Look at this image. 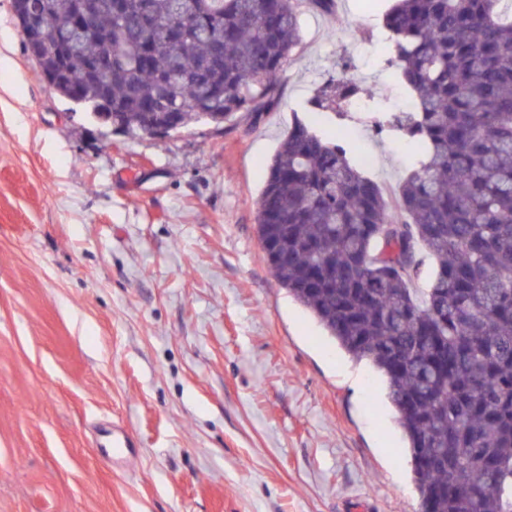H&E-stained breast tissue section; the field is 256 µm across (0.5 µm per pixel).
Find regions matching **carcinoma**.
<instances>
[{
  "label": "carcinoma",
  "mask_w": 512,
  "mask_h": 512,
  "mask_svg": "<svg viewBox=\"0 0 512 512\" xmlns=\"http://www.w3.org/2000/svg\"><path fill=\"white\" fill-rule=\"evenodd\" d=\"M39 2L48 32L70 33L77 0ZM383 29L416 106L364 100L414 147L394 196L298 122L268 164L257 236L275 282L383 377L418 506L512 512V0H395ZM299 41L297 0H100L55 91L131 136L221 125L274 105ZM108 44L102 88L88 65ZM347 81L363 92L345 71L312 107L348 116Z\"/></svg>",
  "instance_id": "obj_1"
}]
</instances>
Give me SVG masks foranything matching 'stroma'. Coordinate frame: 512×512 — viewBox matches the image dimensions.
Returning a JSON list of instances; mask_svg holds the SVG:
<instances>
[{"instance_id": "35a3bbf8", "label": "stroma", "mask_w": 512, "mask_h": 512, "mask_svg": "<svg viewBox=\"0 0 512 512\" xmlns=\"http://www.w3.org/2000/svg\"><path fill=\"white\" fill-rule=\"evenodd\" d=\"M385 0H301L274 107L131 138L83 120L0 0V512H414L382 379L271 276L267 165L351 65L396 100ZM394 190L401 140L353 113ZM132 446L103 453L113 428Z\"/></svg>"}]
</instances>
